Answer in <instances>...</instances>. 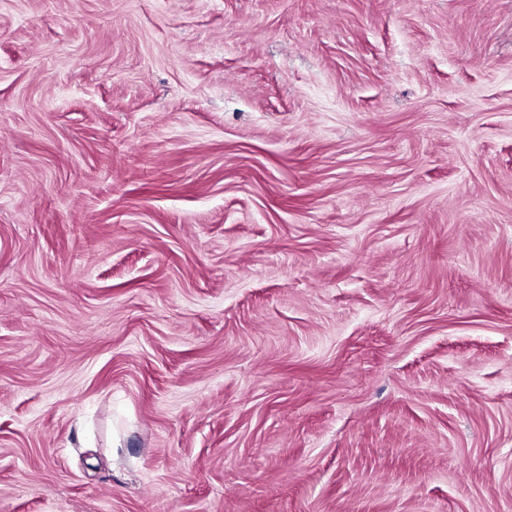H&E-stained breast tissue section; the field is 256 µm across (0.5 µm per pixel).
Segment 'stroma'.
<instances>
[{
  "label": "stroma",
  "mask_w": 512,
  "mask_h": 512,
  "mask_svg": "<svg viewBox=\"0 0 512 512\" xmlns=\"http://www.w3.org/2000/svg\"><path fill=\"white\" fill-rule=\"evenodd\" d=\"M0 512H512V0H0Z\"/></svg>",
  "instance_id": "obj_1"
}]
</instances>
